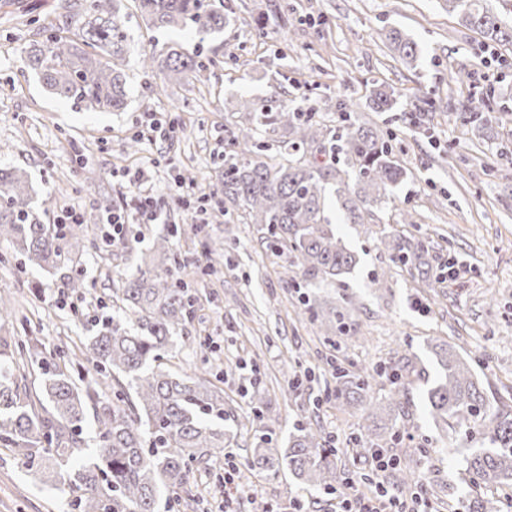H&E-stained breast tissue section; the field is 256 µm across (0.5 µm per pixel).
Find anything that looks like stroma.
I'll use <instances>...</instances> for the list:
<instances>
[{
	"mask_svg": "<svg viewBox=\"0 0 512 512\" xmlns=\"http://www.w3.org/2000/svg\"><path fill=\"white\" fill-rule=\"evenodd\" d=\"M276 0H230L233 18L223 38L208 41L214 60L207 81L189 78L162 83L142 69L139 54L155 42L192 46L184 30L155 33L145 28L132 0L121 16L133 38L128 69L129 106L123 112L77 107L50 95L26 71L22 48L43 39L42 24L57 21L60 0H0V166L29 175L41 195L57 209H81L92 230L111 234L96 203L127 192L124 170L148 172V188L159 197L155 224H131L129 251L85 255L78 268L91 290L84 303L109 298L153 239L178 228L175 250L191 257L181 270L197 300L194 320L183 328L193 347L178 346L167 366L195 369L224 390L228 416L224 428L234 435L236 512H292L293 499L307 512H336L334 497L319 489L300 491L290 474L276 477L251 469L247 461L256 439L241 423L249 399L266 397L265 421L277 441L287 440L303 420L334 436L340 452L336 475L357 478L370 469L350 438L362 424L360 410L335 402L316 403L329 373L326 359L355 370L394 361L410 348L420 365L432 368L433 340L455 345L477 360L487 391L512 396V45L487 41L450 14L445 0H288V11H274ZM268 32L260 39L255 25ZM408 33L417 43L415 66L402 63L386 39L390 29ZM465 67L468 83H450V70ZM398 93L393 111L375 112L364 101L374 83ZM485 92L491 106L483 128L463 123L471 94ZM290 103L320 110L326 123L338 125V101L359 105L360 122L391 131L395 154L408 180L372 207L369 224H341L337 232L357 257L347 287L296 288L288 283L287 253L262 248L256 225L212 213L201 234H193L184 205L170 197L173 175L190 170L195 195L210 193L224 171L225 131L239 115L238 98ZM434 108L423 123L408 113L421 100ZM180 119L182 130L159 137L150 125ZM140 152L126 158L132 135ZM94 179H87L88 171ZM56 211L44 221L52 223ZM390 232L425 239L431 254L456 263L460 275L443 283L425 282L396 266L379 246ZM223 261L205 274L204 244ZM384 273L379 284L373 274ZM62 273L25 266L9 242L0 240V292L16 301L22 326H5L8 343L28 336L57 343L63 336L92 335L90 321H77L76 301L63 286ZM342 315L341 334L324 339L311 312ZM311 369L310 387L291 394L293 372ZM424 383L409 389L408 437L390 450L400 462L420 459L418 477L426 486L434 512H456L468 489L452 455L455 439L432 422ZM191 494L182 504L161 502L159 512H224V464L193 470ZM0 512H72L66 499L48 486L46 477L21 468L10 449L0 447Z\"/></svg>",
	"mask_w": 512,
	"mask_h": 512,
	"instance_id": "stroma-1",
	"label": "stroma"
}]
</instances>
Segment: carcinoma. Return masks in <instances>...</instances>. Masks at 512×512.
Returning <instances> with one entry per match:
<instances>
[{"label":"carcinoma","instance_id":"1","mask_svg":"<svg viewBox=\"0 0 512 512\" xmlns=\"http://www.w3.org/2000/svg\"><path fill=\"white\" fill-rule=\"evenodd\" d=\"M148 26L190 29L198 36L191 49L173 46L141 54L144 69L160 68L164 78L180 82L206 78L210 61L204 42L224 34L231 7L224 0H133ZM448 12L463 26L500 44H512V27L503 25L485 0H446ZM65 21L44 41L25 47L23 62L30 73L57 96L77 106L122 112L128 105L125 67L131 36L119 16L121 0H65ZM387 39L402 62L415 66L417 43L392 29ZM398 95L385 84L370 91L374 112H388ZM489 103L468 99L463 119L479 123ZM342 125L323 126L315 111L286 104L264 106L241 99L234 110L247 124L229 130L220 192L228 208H240L248 224L258 226L263 248L286 250L293 258L292 282L308 288L339 283L357 264L356 256L336 233L326 199L334 186L336 205L346 223L367 224L366 208L407 178L391 138L352 117L351 105H339ZM282 126L288 133L285 149L262 159L254 139L257 126ZM333 156L320 163L311 149ZM28 174L0 168V239L30 265L67 271L66 287L83 292L89 285L72 274L78 257L101 249L93 232L81 224L67 229L45 224L40 211L54 200H34ZM379 244L391 261L423 280H440L441 264L426 258L428 249L414 236L386 234ZM184 264L170 245L169 235L157 238L141 253L131 272L112 289L120 317L102 320L87 341L65 350H47L30 337L18 351L0 350V445L27 469L50 471L57 489L78 491V512H157L164 495L188 491L194 466L207 465L228 453L232 439L224 432V390L195 374L162 368L174 352L177 330L191 319L187 286L177 277ZM437 374L426 390L428 413L444 432L457 434L467 445L463 482L469 495L464 512H504L507 503L488 494L492 487H512V407L486 393L475 371L453 345L433 348ZM92 365L96 378L75 376ZM39 370L38 392L26 387L30 367ZM328 397L340 407H373L356 442L371 454L403 438L409 415V385L428 381L417 357L404 354L372 372L331 365ZM386 378L384 395L374 394L372 382ZM108 380L112 402L104 401L101 380ZM94 420V451L77 461L88 447L83 437ZM271 433L257 437L248 465L270 476L289 472L304 488L337 491L333 440L309 423H299L288 447L272 446ZM391 490L410 495L416 486L414 468L399 469Z\"/></svg>","mask_w":512,"mask_h":512}]
</instances>
